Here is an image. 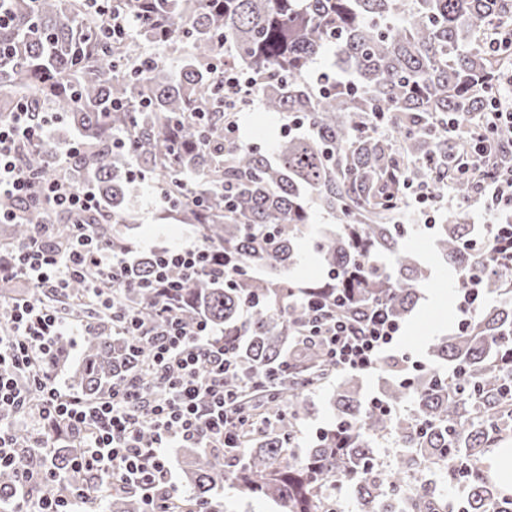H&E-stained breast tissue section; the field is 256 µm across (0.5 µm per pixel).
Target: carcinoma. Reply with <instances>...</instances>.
Wrapping results in <instances>:
<instances>
[{
	"label": "carcinoma",
	"instance_id": "carcinoma-1",
	"mask_svg": "<svg viewBox=\"0 0 512 512\" xmlns=\"http://www.w3.org/2000/svg\"><path fill=\"white\" fill-rule=\"evenodd\" d=\"M9 0L0 20V114L23 102L55 112L70 128L79 153L61 166L52 139L23 153L29 170L59 175L74 186L94 185L100 213L88 218L99 235L129 241L130 197L136 166L162 198V219L191 224L198 237L240 266L237 284L203 276L178 289L174 304L235 337L244 367L275 369L278 379L245 400L248 422L237 436L241 454L195 450L183 473L205 512H225L212 491L224 484L239 494L269 499L276 512H339L336 490L347 487L361 512H448L427 471L438 470L464 491L461 512H512V495L495 488L482 469L487 452L512 431V364L501 357L512 339V267L482 269L467 248L478 228L463 222L453 201L475 193L458 178L452 158L463 140L448 137V114L468 121L496 93L492 74L512 66L493 59L485 41L494 23L512 17V0ZM118 9L132 30L106 33L104 11ZM333 46L336 69L350 84L319 89L308 73ZM257 80L267 112L299 116L307 134L282 136L270 152L224 144L226 114L222 61ZM413 182L440 200L434 252L458 274L457 287L477 274L498 304L468 329L435 340L438 367L403 382V364L381 393L394 409L370 411L357 379L336 394V420L349 428L336 444V426L322 429L303 458L291 449L306 412L305 393L325 387L336 366L298 331L309 311L291 273L308 241L322 267L306 288L321 296L352 290L359 310L381 303L405 322L431 267L404 248L411 230L400 206ZM313 198L336 221L309 236ZM48 217L33 209L22 224H7L5 242H24ZM392 256L388 262L385 257ZM153 255L133 252L127 274L150 275ZM264 304L243 316L245 296ZM85 285L77 280L48 302L67 316H86ZM159 297L133 288L122 303L141 318L156 317ZM55 349L68 364L70 390L88 399L140 371L146 344L112 335L98 321ZM399 448L393 468L365 469L378 442ZM108 512H141L123 492L104 497Z\"/></svg>",
	"mask_w": 512,
	"mask_h": 512
}]
</instances>
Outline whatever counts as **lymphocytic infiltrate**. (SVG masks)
<instances>
[{
	"label": "lymphocytic infiltrate",
	"instance_id": "lymphocytic-infiltrate-1",
	"mask_svg": "<svg viewBox=\"0 0 512 512\" xmlns=\"http://www.w3.org/2000/svg\"><path fill=\"white\" fill-rule=\"evenodd\" d=\"M223 75L225 111L242 112L260 102L247 73L228 65ZM498 80L506 95L485 101L480 131L467 137L456 161L458 173L479 186L466 204L478 206L487 221L483 237L469 244L483 268L512 265V71ZM49 135L47 123L37 122L22 103L0 119V197L18 203L14 210H0V224L19 223L31 208L65 215L72 224L64 244L52 241L43 224L28 240L0 253V279L20 274L33 290L31 297L14 302L10 327L0 330V470L17 476L10 512H71L74 502L114 488L139 495L145 512H170L183 494L171 479L168 449L220 453L234 447L242 402L262 374L242 368L234 339L206 321L187 322L172 302L160 305L150 326L121 304L129 286L130 248L112 247L87 223V215L99 209L95 191L28 171L22 163L24 148ZM152 253L154 266L144 282L151 289L169 291L212 274L232 283L238 275L236 264L198 238L157 245ZM76 278L85 282L96 313L110 322L113 335L134 336L150 346L140 374L113 382L111 392L95 400L65 391L44 364L56 339L70 335L74 326L59 310L46 307L40 295L60 294ZM299 294L310 312L305 338L317 340L340 372L376 370L396 347L402 326L386 306L376 304L354 316L346 294L325 299L304 288ZM232 377L237 385H229ZM28 410L35 414L31 437L41 451L39 464L15 436V418ZM59 425L77 444L68 479L47 463L52 446L43 432ZM36 486L43 489L37 497Z\"/></svg>",
	"mask_w": 512,
	"mask_h": 512
}]
</instances>
